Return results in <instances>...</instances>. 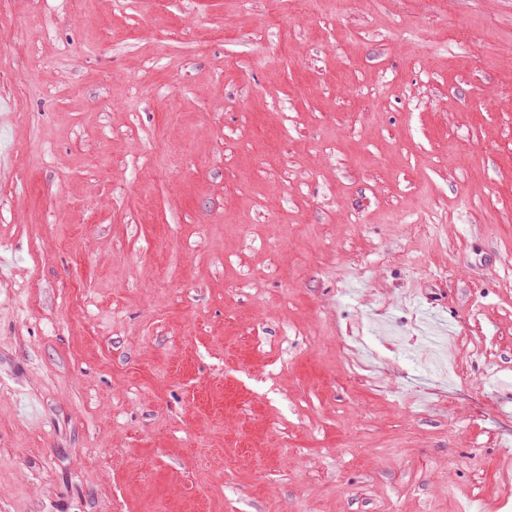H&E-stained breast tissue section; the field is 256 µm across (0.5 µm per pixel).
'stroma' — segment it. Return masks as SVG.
I'll list each match as a JSON object with an SVG mask.
<instances>
[{
	"mask_svg": "<svg viewBox=\"0 0 512 512\" xmlns=\"http://www.w3.org/2000/svg\"><path fill=\"white\" fill-rule=\"evenodd\" d=\"M0 512H512V0H0Z\"/></svg>",
	"mask_w": 512,
	"mask_h": 512,
	"instance_id": "35a3bbf8",
	"label": "stroma"
}]
</instances>
